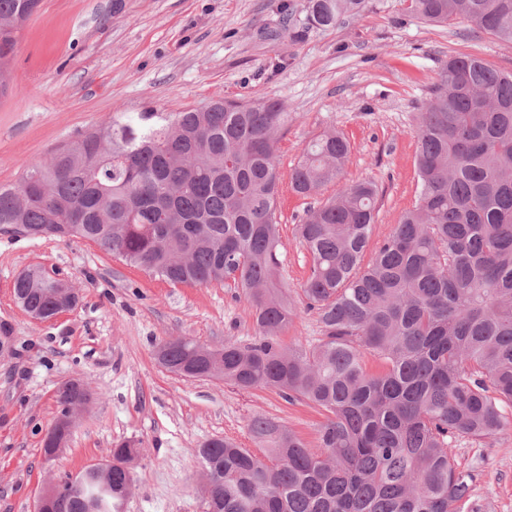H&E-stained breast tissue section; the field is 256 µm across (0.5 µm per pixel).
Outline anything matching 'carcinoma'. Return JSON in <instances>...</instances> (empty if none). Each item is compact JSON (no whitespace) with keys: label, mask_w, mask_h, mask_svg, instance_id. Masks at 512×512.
<instances>
[{"label":"carcinoma","mask_w":512,"mask_h":512,"mask_svg":"<svg viewBox=\"0 0 512 512\" xmlns=\"http://www.w3.org/2000/svg\"><path fill=\"white\" fill-rule=\"evenodd\" d=\"M365 0H308L307 21L336 26ZM39 0H0V96L18 34ZM423 20L468 25L512 42V0H412ZM292 120L276 99H218L181 112H122L28 164L0 185V231L80 238L172 284L231 281L248 295L255 339L159 342L169 371L241 390L269 388L325 415L311 448L263 414L248 432L262 455L228 438L198 450L208 512H464L474 474L448 441L482 442L512 429V72L452 56L417 113L419 191L363 264L378 212L372 181H347L348 141L328 130L290 173L298 194L336 192L297 225L311 259L300 284L322 339L309 349L280 336L297 316L281 278L277 199L280 141ZM71 284L42 266L14 296L52 313ZM380 361L370 372L364 354ZM66 381L58 415L90 404ZM128 442L105 473L90 465L57 483L54 512H123L133 486Z\"/></svg>","instance_id":"cac0c4a2"}]
</instances>
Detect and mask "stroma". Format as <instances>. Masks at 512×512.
<instances>
[{"label": "stroma", "instance_id": "stroma-1", "mask_svg": "<svg viewBox=\"0 0 512 512\" xmlns=\"http://www.w3.org/2000/svg\"><path fill=\"white\" fill-rule=\"evenodd\" d=\"M307 0H40L9 63L0 99V185L114 114L179 112L218 98L278 99L295 115L281 143L278 215L282 276L298 289L310 256L295 227L319 198L292 191L302 148L328 129L350 143L346 177L379 189L370 248L391 234L418 192L414 114L444 61L474 55L512 72V43L451 21H421L411 0H366L356 17L319 29ZM41 265L81 295L72 311L33 321L15 302L17 275ZM16 355L0 358V512H34L43 487L108 460L135 442L133 490L124 512H207L197 450L229 437L252 447L249 419L263 414L315 445L318 409L271 389L243 391L189 380L161 367L170 336L211 345L255 334L251 303L233 283L173 285L83 239L12 238L0 232V331ZM85 380L97 399L66 447L45 461L41 440L58 413L57 387ZM450 452L476 484V512H512V430Z\"/></svg>", "mask_w": 512, "mask_h": 512}]
</instances>
